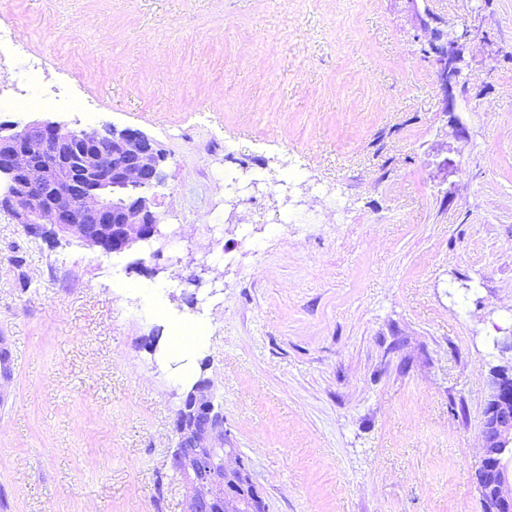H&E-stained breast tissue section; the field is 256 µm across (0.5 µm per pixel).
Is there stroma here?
Wrapping results in <instances>:
<instances>
[{
	"instance_id": "35a3bbf8",
	"label": "stroma",
	"mask_w": 512,
	"mask_h": 512,
	"mask_svg": "<svg viewBox=\"0 0 512 512\" xmlns=\"http://www.w3.org/2000/svg\"><path fill=\"white\" fill-rule=\"evenodd\" d=\"M469 26L446 111L415 9ZM66 102L0 123L131 127L166 151L160 260L0 211V512H184L179 398L208 361L268 512H481L512 334V0H15ZM313 224L278 223L279 150ZM268 184L237 196L226 169ZM199 285H190V275ZM203 325L189 355L145 339Z\"/></svg>"
}]
</instances>
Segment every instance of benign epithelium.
I'll list each match as a JSON object with an SVG mask.
<instances>
[{"label":"benign epithelium","mask_w":512,"mask_h":512,"mask_svg":"<svg viewBox=\"0 0 512 512\" xmlns=\"http://www.w3.org/2000/svg\"><path fill=\"white\" fill-rule=\"evenodd\" d=\"M469 36L465 25L426 51L450 91ZM165 159L156 140L129 127L87 131L43 120L7 134L0 125V177L10 181L0 204L33 237L76 239L105 255L143 244L159 253L166 235L151 191L163 183ZM497 369L476 476L485 512H512V362ZM188 400L175 414L170 459L190 489L185 512H266L243 457L224 447V416L214 406L211 381L194 384Z\"/></svg>","instance_id":"benign-epithelium-1"}]
</instances>
